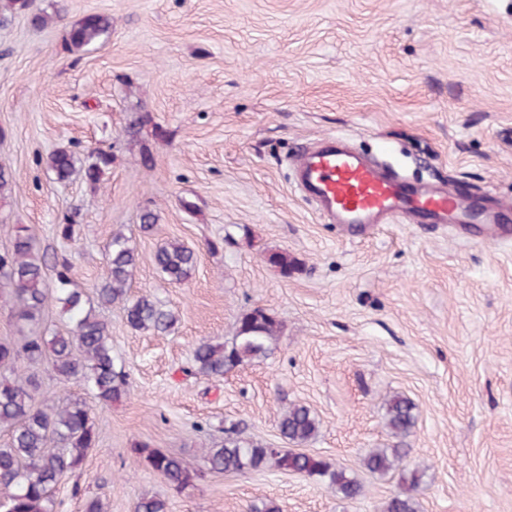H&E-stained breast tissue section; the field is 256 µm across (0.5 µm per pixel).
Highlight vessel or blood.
Masks as SVG:
<instances>
[{
	"mask_svg": "<svg viewBox=\"0 0 512 512\" xmlns=\"http://www.w3.org/2000/svg\"><path fill=\"white\" fill-rule=\"evenodd\" d=\"M299 171L302 185L324 212L353 232L402 217L414 224H482L493 233L504 220L503 211L473 206L445 186L413 185L332 144L304 153Z\"/></svg>",
	"mask_w": 512,
	"mask_h": 512,
	"instance_id": "1",
	"label": "vessel or blood"
}]
</instances>
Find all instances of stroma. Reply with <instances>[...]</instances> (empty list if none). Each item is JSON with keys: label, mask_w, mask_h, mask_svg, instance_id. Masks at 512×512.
I'll return each instance as SVG.
<instances>
[{"label": "stroma", "mask_w": 512, "mask_h": 512, "mask_svg": "<svg viewBox=\"0 0 512 512\" xmlns=\"http://www.w3.org/2000/svg\"><path fill=\"white\" fill-rule=\"evenodd\" d=\"M58 12L0 28V250L13 225L73 265L79 288L105 271L113 232L140 262L132 293L151 291L178 316L167 336L132 331L120 307L102 310L129 374L120 402L94 405L99 440L56 492V512H134L165 498L168 512H382L411 495L418 512H512V241L474 226L395 222L350 234L306 199L298 150L340 138L383 154L413 182L451 185L475 204H512V0H34ZM111 31L67 49L90 14ZM150 124H142L143 115ZM78 165L111 149L100 189L57 182L50 153ZM194 202V209L183 206ZM158 220L142 231L140 215ZM78 212L72 242L55 235ZM197 253L191 278L163 283L156 248ZM288 253V273L268 261ZM263 308L281 325L268 356L209 379L190 374L194 347L224 342ZM415 406L401 470L379 476L361 459L394 440L393 394ZM321 423L307 453L357 478L354 500L276 469L211 472L204 451L224 422L284 447V404ZM141 442L179 455L198 474L171 489L136 458Z\"/></svg>", "instance_id": "1"}]
</instances>
